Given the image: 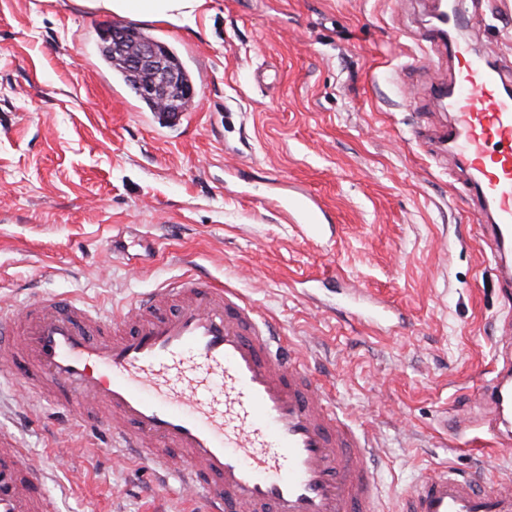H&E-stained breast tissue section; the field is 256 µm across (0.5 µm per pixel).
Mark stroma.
<instances>
[{"instance_id": "1", "label": "stroma", "mask_w": 512, "mask_h": 512, "mask_svg": "<svg viewBox=\"0 0 512 512\" xmlns=\"http://www.w3.org/2000/svg\"><path fill=\"white\" fill-rule=\"evenodd\" d=\"M434 0H206L195 28L144 24L195 76L187 111H145L101 60L116 15L0 0V304L30 291L102 312L194 271L288 336L373 433L384 512L443 466L512 477V423L485 391L512 352V301L474 220L473 184L429 134L453 71L423 38ZM462 39L512 57V0H459ZM331 217L303 233L276 199ZM0 381V425L58 512H202L177 480L102 438L48 426ZM463 422L457 433L451 425Z\"/></svg>"}]
</instances>
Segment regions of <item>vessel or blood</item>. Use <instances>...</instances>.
Wrapping results in <instances>:
<instances>
[{
  "mask_svg": "<svg viewBox=\"0 0 512 512\" xmlns=\"http://www.w3.org/2000/svg\"><path fill=\"white\" fill-rule=\"evenodd\" d=\"M455 79L437 85L453 121L435 133L474 176L481 231L512 240V60L448 45ZM300 224L326 210L284 197ZM21 350L31 398L98 406L74 427L103 434L176 477L206 512H380L367 432L337 411L279 328L232 288L190 273L109 314L38 292L0 308V379ZM0 512H56L43 470L0 432ZM397 512H512V479L482 490L440 468L403 494Z\"/></svg>",
  "mask_w": 512,
  "mask_h": 512,
  "instance_id": "1",
  "label": "vessel or blood"
}]
</instances>
